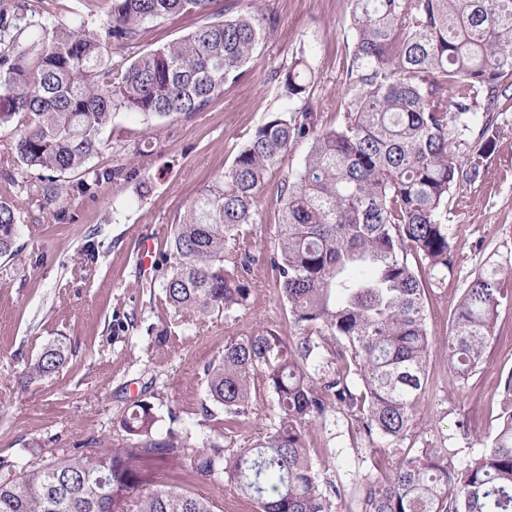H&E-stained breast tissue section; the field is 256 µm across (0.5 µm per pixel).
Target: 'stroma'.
I'll return each mask as SVG.
<instances>
[{
    "label": "stroma",
    "instance_id": "stroma-1",
    "mask_svg": "<svg viewBox=\"0 0 512 512\" xmlns=\"http://www.w3.org/2000/svg\"><path fill=\"white\" fill-rule=\"evenodd\" d=\"M274 26L236 82L204 111L185 117L114 113L95 168L122 167L126 179L102 184L94 196L32 209L19 226L15 256H0V457L50 460L112 448L117 419L140 399L151 400L160 430L203 437L206 401L203 368L222 353L226 339L250 335L281 319L282 301L267 268L254 274V304L238 321L213 318L203 329L162 306L151 287L175 224L200 193L223 176L249 134L281 109L270 72L307 56L315 74L311 106L321 126L331 125L349 100L343 67L352 48L350 0H248ZM238 0H213L208 13L146 22L136 43L148 51L239 10ZM104 0H43L39 21L89 27L105 19ZM502 134L482 181L465 185L467 208L451 211L457 264L444 287L428 295L432 350L428 387L419 408L420 430L394 445H367L344 417L311 427L321 479L344 484L336 512H358L359 487L388 475L396 459L429 442H443L467 462L491 442L512 377V303L498 320V337L485 365L462 382L449 370L444 341L449 315L467 279L483 264L512 261V99L500 102ZM94 256H86V244ZM156 253L143 262L147 244ZM70 349L67 365L48 378L22 385L28 363L48 343ZM467 421L468 433L456 427Z\"/></svg>",
    "mask_w": 512,
    "mask_h": 512
}]
</instances>
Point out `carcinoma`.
<instances>
[{"mask_svg":"<svg viewBox=\"0 0 512 512\" xmlns=\"http://www.w3.org/2000/svg\"><path fill=\"white\" fill-rule=\"evenodd\" d=\"M101 28L0 17V122L17 120L0 194L38 207L91 195L127 178L87 166L116 111L168 117L203 111L235 82L270 22L248 7L156 49L115 61L140 26L205 13L212 0H105ZM351 94L321 129L309 104L305 57L271 79L288 101L242 144L220 185L205 190L174 225L164 251V305L200 327L231 323L252 307L254 267H267L295 336L272 322L230 337L204 369L203 407L214 435L158 432L154 405L121 415L122 442L91 461L81 455L20 463L0 458V512H218L213 498L150 487L151 464L224 484L257 512H334L343 486L320 479L309 427L340 413L368 445L417 426L431 351L426 292L455 266L448 210L465 206L463 185L480 181L501 135L497 112L512 76V0H350ZM306 141L303 165L277 185V245L257 247V199ZM466 161L456 160L460 146ZM26 211L0 199V255L12 253ZM512 268L474 273L450 314L448 366L467 380L512 299ZM68 348L53 342L26 379L62 370ZM273 418L253 442L251 422ZM360 512H512V404L490 445L467 464L428 444L367 480Z\"/></svg>","mask_w":512,"mask_h":512,"instance_id":"carcinoma-1","label":"carcinoma"}]
</instances>
